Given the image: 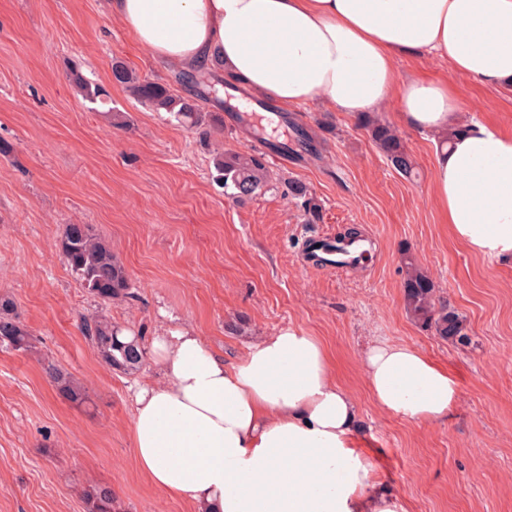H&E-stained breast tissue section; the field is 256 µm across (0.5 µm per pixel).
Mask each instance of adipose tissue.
<instances>
[{"label":"adipose tissue","instance_id":"obj_1","mask_svg":"<svg viewBox=\"0 0 512 512\" xmlns=\"http://www.w3.org/2000/svg\"><path fill=\"white\" fill-rule=\"evenodd\" d=\"M152 58L225 75L277 107L323 99L361 115L397 100L405 122L451 135L432 192L453 237L512 262V135L461 124L447 83L401 76L399 55L433 56L489 87L512 88V0H106ZM161 382L133 394L142 474L195 512H406L358 449L359 406L314 336L293 327L225 363L194 329L152 341ZM362 365L374 404L438 423L459 401L452 373L382 341Z\"/></svg>","mask_w":512,"mask_h":512}]
</instances>
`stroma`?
<instances>
[{
    "instance_id": "1",
    "label": "stroma",
    "mask_w": 512,
    "mask_h": 512,
    "mask_svg": "<svg viewBox=\"0 0 512 512\" xmlns=\"http://www.w3.org/2000/svg\"><path fill=\"white\" fill-rule=\"evenodd\" d=\"M104 0H0V297L10 298L34 346L0 345V512H85L84 492L111 487L122 512H194L140 474L130 388L157 379L108 369L80 330L100 313L151 340L168 321L194 328L226 362L283 327L319 337L334 376L356 398L365 449L408 512H512V263L471 253L441 224L431 189L436 136L404 124L397 104L377 117L416 167L402 177L351 114L314 100L288 111L313 138L293 163L267 162L273 180L252 199L226 196L214 152H255L235 112H267L238 88L235 112L203 96L191 75L153 62ZM197 97L206 132L135 99L112 75ZM401 75L448 82L462 121L512 133V89L484 86L432 57L404 55ZM101 87L96 101L81 85ZM305 184L311 219L284 194ZM89 224L124 264L134 298L100 305L56 251L66 225ZM360 229L373 258L342 272L302 261L308 237ZM458 312L466 336L445 341L404 308L407 260ZM406 343L456 377L448 419L411 422L380 411L362 356L375 339ZM65 369L86 396L66 398L45 372Z\"/></svg>"
}]
</instances>
